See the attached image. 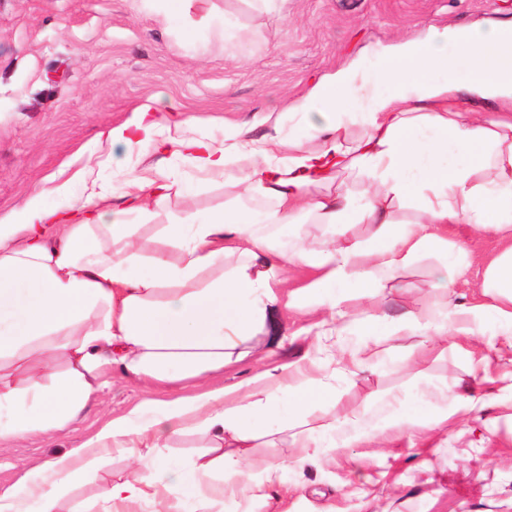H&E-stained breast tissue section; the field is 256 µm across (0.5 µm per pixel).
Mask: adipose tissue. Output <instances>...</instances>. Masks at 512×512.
<instances>
[{"label":"adipose tissue","mask_w":512,"mask_h":512,"mask_svg":"<svg viewBox=\"0 0 512 512\" xmlns=\"http://www.w3.org/2000/svg\"><path fill=\"white\" fill-rule=\"evenodd\" d=\"M480 98L500 110L484 122L459 106ZM248 125L228 123L223 140L172 135L167 115L136 110L106 139L126 150L170 153L209 182L237 187L222 210L188 216L142 236L129 216L181 192L172 173L148 167L124 185L66 208L43 193L0 215V443L50 435L77 421L112 370L155 385L203 379L240 360L242 346L274 310L321 312L313 343L322 368L359 370L376 354L338 340L366 324L387 284L423 252L444 259L433 300L398 317L392 343L406 336H473L487 318L512 337V246L487 266L489 302L447 301L466 264L441 230L470 224L512 231V22L428 26L419 36L359 56L318 80L302 98ZM368 182L358 196L338 175ZM418 205L422 220L400 223L396 209ZM366 224L365 241L297 240L286 249L277 224ZM312 280L289 289L288 274ZM308 367L289 362L247 380V392L215 387L192 397L149 399L113 419L77 448L47 460L33 495L20 481L0 495V512H58L73 486L95 473L98 451L130 452L128 473L102 489L103 512L132 501L181 512L189 495L211 512L210 481L265 496L276 466L251 481L259 440L287 430L290 412L317 406L329 418L335 394L311 385ZM204 434L205 454L187 467L161 450L184 431Z\"/></svg>","instance_id":"ef3b65f1"}]
</instances>
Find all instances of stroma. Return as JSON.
Returning a JSON list of instances; mask_svg holds the SVG:
<instances>
[{
    "label": "stroma",
    "instance_id": "1",
    "mask_svg": "<svg viewBox=\"0 0 512 512\" xmlns=\"http://www.w3.org/2000/svg\"><path fill=\"white\" fill-rule=\"evenodd\" d=\"M214 3L210 24L186 28L165 21L147 0H0V212L46 186L68 185L67 197L47 196L56 206L139 171L138 152L111 148L103 134L140 106L189 121L196 135L218 140L225 122H248L257 139L265 128L255 117L282 111L366 47L419 34L427 24L512 20V0H286L271 14L247 0ZM228 14L246 30L244 41L225 40ZM162 164L191 186L192 196L174 193L155 205L144 233L186 207L213 211L234 195L173 156ZM447 236L449 244L465 247L471 263L451 299L483 303L484 270L512 236L468 224L449 225ZM439 260L434 252L421 256L398 287L387 289L389 317L431 296ZM315 320L303 312L275 313L249 341L250 356L225 366V386L302 359ZM402 344L385 351L377 368L340 367L327 379L336 394L334 417L356 415L377 425L372 446L325 450L301 469L283 466L295 453L293 435L321 422L312 408L293 414L287 432L253 451L259 465L252 480L262 479L263 465L280 466L268 498L241 494L226 500V512H512V394L503 389L512 374V338L489 319L474 336L445 343L407 336ZM409 346L422 352V368L405 363ZM149 395L144 383L113 374L81 422L50 439L0 447V493ZM392 418L418 424L397 429L388 424ZM128 470V459L110 452L104 468L76 485L59 512L78 504L99 512L101 486Z\"/></svg>",
    "mask_w": 512,
    "mask_h": 512
}]
</instances>
